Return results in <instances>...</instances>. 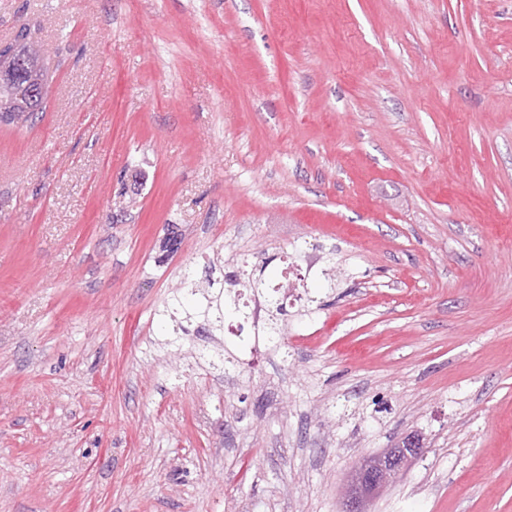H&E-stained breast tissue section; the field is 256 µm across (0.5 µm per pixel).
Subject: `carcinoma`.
Here are the masks:
<instances>
[{
	"instance_id": "carcinoma-1",
	"label": "carcinoma",
	"mask_w": 512,
	"mask_h": 512,
	"mask_svg": "<svg viewBox=\"0 0 512 512\" xmlns=\"http://www.w3.org/2000/svg\"><path fill=\"white\" fill-rule=\"evenodd\" d=\"M27 37L23 30L14 43L0 48V113L16 112L28 118L42 109L41 90L47 83L48 71ZM176 302L186 317H211L220 328L224 327V319L238 313L236 302L221 290L211 294L193 290Z\"/></svg>"
}]
</instances>
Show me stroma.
Returning a JSON list of instances; mask_svg holds the SVG:
<instances>
[{"mask_svg":"<svg viewBox=\"0 0 512 512\" xmlns=\"http://www.w3.org/2000/svg\"><path fill=\"white\" fill-rule=\"evenodd\" d=\"M0 512H512V0H0ZM287 350L158 314L281 280ZM27 37L21 30L15 43L0 48V114L16 112L28 119L42 109L48 71ZM398 447L362 459L352 470L346 484L343 512H366L365 505L384 488L388 476L402 475L419 458L423 445L418 438L405 437Z\"/></svg>","mask_w":512,"mask_h":512,"instance_id":"obj_1","label":"stroma"}]
</instances>
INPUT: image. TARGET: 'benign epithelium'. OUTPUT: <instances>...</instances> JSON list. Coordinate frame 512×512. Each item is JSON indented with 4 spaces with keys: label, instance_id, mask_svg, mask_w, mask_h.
Segmentation results:
<instances>
[{
    "label": "benign epithelium",
    "instance_id": "obj_1",
    "mask_svg": "<svg viewBox=\"0 0 512 512\" xmlns=\"http://www.w3.org/2000/svg\"><path fill=\"white\" fill-rule=\"evenodd\" d=\"M424 451L421 441L404 438L395 448L362 459L352 470L346 484L343 512H366L365 505L384 488L386 475L399 476Z\"/></svg>",
    "mask_w": 512,
    "mask_h": 512
}]
</instances>
